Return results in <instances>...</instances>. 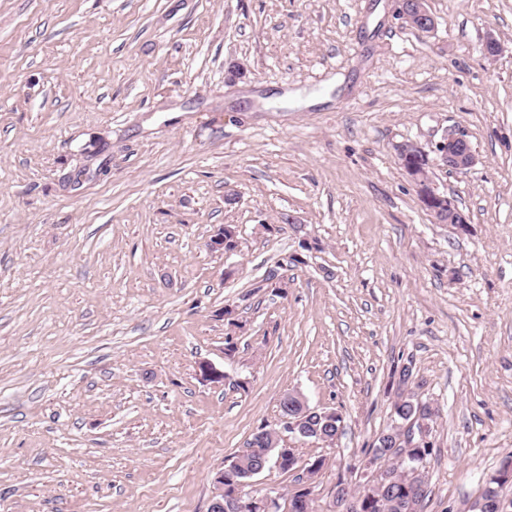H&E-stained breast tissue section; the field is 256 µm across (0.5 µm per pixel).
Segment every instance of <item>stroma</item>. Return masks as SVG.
<instances>
[{"instance_id": "1", "label": "stroma", "mask_w": 512, "mask_h": 512, "mask_svg": "<svg viewBox=\"0 0 512 512\" xmlns=\"http://www.w3.org/2000/svg\"><path fill=\"white\" fill-rule=\"evenodd\" d=\"M425 5L0 0V512H208L295 390L341 417L301 449L316 512L404 390L436 411L423 512L480 499L512 454V0ZM402 12L405 19L418 29H429L434 23L425 8V0H402ZM437 151L445 165L455 172L464 173L475 162L472 148L463 137H444L437 144ZM413 148L414 152H408L406 149ZM415 154L419 156L420 163L417 168H408L407 159ZM399 155H401L404 167L413 177L419 188L422 198L425 202L426 209L435 218L438 223L456 224L460 228H465L469 224L467 216L458 208L457 204L451 197L435 192L429 187L428 178V156L418 146L413 144H404L400 147ZM456 201V200H455ZM447 202V203H446ZM448 207V210L444 208Z\"/></svg>"}]
</instances>
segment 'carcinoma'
<instances>
[{
  "label": "carcinoma",
  "mask_w": 512,
  "mask_h": 512,
  "mask_svg": "<svg viewBox=\"0 0 512 512\" xmlns=\"http://www.w3.org/2000/svg\"><path fill=\"white\" fill-rule=\"evenodd\" d=\"M433 412L429 405L400 399L392 406V424L379 435L374 448L375 459L383 461L387 479L384 484L370 490L364 485L356 488L336 486V504L339 512H351L350 502L363 499V512H422L423 503L428 497L429 483L426 471V459L431 454V445L420 442L412 448L397 444L398 434L394 428L396 423L413 422L415 429L421 423L432 420ZM306 427L312 432L317 442L331 443L335 439L341 419L336 417L328 423L317 413L305 414ZM273 449L277 452L283 448V440L279 434L265 426L257 429L247 442V448L233 456L224 465V495L229 497L238 492V482L247 480L245 473L251 466L259 464L264 451ZM415 464L418 473H405V467Z\"/></svg>",
  "instance_id": "cac0c4a2"
}]
</instances>
